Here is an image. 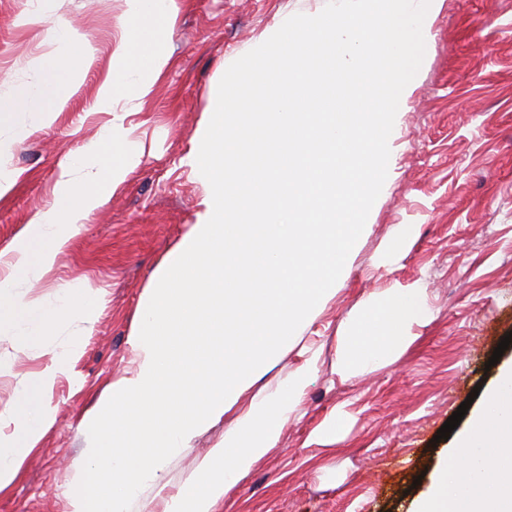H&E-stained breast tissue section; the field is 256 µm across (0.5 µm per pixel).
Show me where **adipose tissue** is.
<instances>
[{"label":"adipose tissue","mask_w":512,"mask_h":512,"mask_svg":"<svg viewBox=\"0 0 512 512\" xmlns=\"http://www.w3.org/2000/svg\"><path fill=\"white\" fill-rule=\"evenodd\" d=\"M44 72L26 90L25 105L50 120L46 102H61L71 90L65 62L51 56ZM429 310L424 289L413 285L371 295L353 311L336 345V373L348 379L392 362L414 340ZM310 353L279 391L251 397L224 431V442L199 466L198 480L183 489L169 512H214L218 502L276 447L281 427L295 412L316 367ZM416 512H512V366L500 370L484 410L458 436L442 461L431 491Z\"/></svg>","instance_id":"obj_1"}]
</instances>
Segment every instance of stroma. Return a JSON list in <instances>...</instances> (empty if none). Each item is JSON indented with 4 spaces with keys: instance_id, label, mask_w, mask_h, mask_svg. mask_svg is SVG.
<instances>
[{
    "instance_id": "35a3bbf8",
    "label": "stroma",
    "mask_w": 512,
    "mask_h": 512,
    "mask_svg": "<svg viewBox=\"0 0 512 512\" xmlns=\"http://www.w3.org/2000/svg\"><path fill=\"white\" fill-rule=\"evenodd\" d=\"M165 31L167 68L144 98L97 108L112 52L127 32L125 0H0V252L18 243L56 201L61 167L95 143L112 113L124 116L140 164L83 220L50 272L19 282L15 301L58 304L60 290L96 291L93 321L48 399L53 425L28 450L16 478L0 490V512H70L69 498L90 448L85 416L137 366L130 338L140 304L169 254L205 208L208 186L188 157L228 67L262 44L290 16L318 14L326 0H176ZM428 49L389 144L391 167L334 295L314 314L300 345L263 364L252 394L277 392L304 360L319 359L278 445L216 506L215 512H414L448 441L435 435L463 401L478 412L512 346L488 360L512 332V0H437L429 8ZM93 49L84 58L53 40L50 22ZM64 56L74 92L41 122L21 111L23 89L46 54ZM30 129L16 140L20 126ZM401 257L378 264L402 225ZM426 290L429 323L393 363L349 379L336 374L342 325L368 295L399 285ZM47 363L39 346L0 331V412L17 406L23 382ZM343 414L344 441L317 444V427ZM226 413L174 453L147 481L131 512H165L192 483L203 458L223 444Z\"/></svg>"
}]
</instances>
